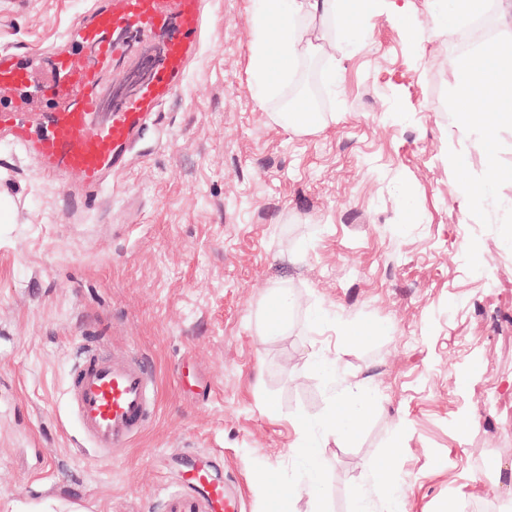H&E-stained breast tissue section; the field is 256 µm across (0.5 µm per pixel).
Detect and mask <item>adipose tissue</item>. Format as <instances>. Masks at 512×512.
<instances>
[{
    "label": "adipose tissue",
    "instance_id": "ef3b65f1",
    "mask_svg": "<svg viewBox=\"0 0 512 512\" xmlns=\"http://www.w3.org/2000/svg\"><path fill=\"white\" fill-rule=\"evenodd\" d=\"M342 0H253L252 41L249 70L258 101L294 72L300 60L314 51L316 22L339 19L351 27L354 20L383 0H352L343 9ZM498 49L473 57L458 72L460 82L457 128L460 133H479L491 140L504 126L512 125V66L501 62ZM370 395L338 398L322 419L323 439L346 438L365 425Z\"/></svg>",
    "mask_w": 512,
    "mask_h": 512
}]
</instances>
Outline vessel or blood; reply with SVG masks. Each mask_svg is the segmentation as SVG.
Returning <instances> with one entry per match:
<instances>
[{
	"mask_svg": "<svg viewBox=\"0 0 512 512\" xmlns=\"http://www.w3.org/2000/svg\"><path fill=\"white\" fill-rule=\"evenodd\" d=\"M204 0H95L81 23L46 54L0 52V136L38 162L42 177L73 174L75 199L86 200L121 168L148 119L184 85L204 29ZM164 37L147 72L114 92L104 74L121 70L145 37ZM44 64L51 80L34 83ZM69 398L83 435L107 451L142 434L157 406L148 362L104 356L85 346L75 363ZM183 512H243L234 481L193 451L180 454Z\"/></svg>",
	"mask_w": 512,
	"mask_h": 512,
	"instance_id": "b4317fda",
	"label": "vessel or blood"
}]
</instances>
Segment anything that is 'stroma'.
<instances>
[{"label":"stroma","mask_w":512,"mask_h":512,"mask_svg":"<svg viewBox=\"0 0 512 512\" xmlns=\"http://www.w3.org/2000/svg\"><path fill=\"white\" fill-rule=\"evenodd\" d=\"M411 3L412 27L383 8L312 53L316 131L271 121L291 84L259 106L249 0H210L183 90L88 204L0 142V512H178L183 448L223 461L246 512H267L266 473L282 512L512 504V127L488 148L458 131L459 59L485 40ZM86 7L0 0V51L45 49ZM488 157L502 178L474 207ZM278 288L295 306L265 339ZM88 344L147 357L158 384L151 425L105 455L68 403ZM361 390L362 431L313 473L299 420Z\"/></svg>","instance_id":"obj_1"}]
</instances>
